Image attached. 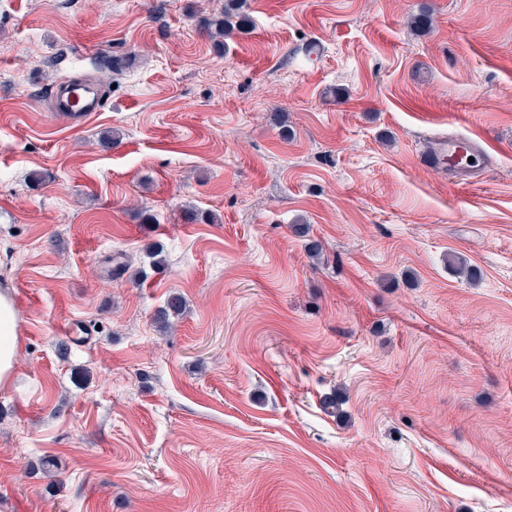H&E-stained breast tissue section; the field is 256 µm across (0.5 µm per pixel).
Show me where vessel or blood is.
I'll use <instances>...</instances> for the list:
<instances>
[{"label": "vessel or blood", "mask_w": 512, "mask_h": 512, "mask_svg": "<svg viewBox=\"0 0 512 512\" xmlns=\"http://www.w3.org/2000/svg\"><path fill=\"white\" fill-rule=\"evenodd\" d=\"M55 112L74 126L84 125L104 108L103 92L93 80L72 77L56 85L52 95ZM491 157L487 142L473 134L444 136L434 148L419 154L416 164L431 172L448 171L462 177Z\"/></svg>", "instance_id": "vessel-or-blood-1"}]
</instances>
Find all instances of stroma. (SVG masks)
I'll use <instances>...</instances> for the list:
<instances>
[{
	"label": "stroma",
	"instance_id": "stroma-1",
	"mask_svg": "<svg viewBox=\"0 0 512 512\" xmlns=\"http://www.w3.org/2000/svg\"><path fill=\"white\" fill-rule=\"evenodd\" d=\"M223 4L0 0V512H512V0ZM247 0H225L224 11L209 20L206 24L207 30L214 38L231 35L234 31L243 30L242 9L246 5ZM235 19H239L236 21ZM54 111L74 127L84 125L104 108L103 92L93 80L72 77L57 84L52 95ZM487 142L475 134H456L439 138L435 147L419 154L416 164L431 172L448 170V173L462 177L473 169L485 164L491 157ZM469 157L474 162L468 161ZM15 318L14 302L0 295V389L9 385L16 364L18 345L14 334Z\"/></svg>",
	"mask_w": 512,
	"mask_h": 512
}]
</instances>
